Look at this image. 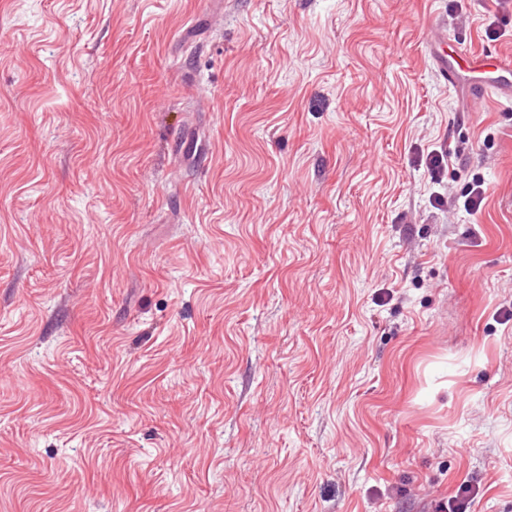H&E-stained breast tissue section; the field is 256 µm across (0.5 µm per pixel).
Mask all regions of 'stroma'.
Segmentation results:
<instances>
[{"label":"stroma","instance_id":"obj_1","mask_svg":"<svg viewBox=\"0 0 512 512\" xmlns=\"http://www.w3.org/2000/svg\"><path fill=\"white\" fill-rule=\"evenodd\" d=\"M433 18L512 53L494 0H0V512H512V100ZM427 44L431 49V58L440 72L442 78L451 85L458 73L455 65L448 62V53L445 48L448 46L447 35L442 34L439 25H430L426 35ZM466 67L476 72H488L492 75L485 77H477L472 85V102L477 104L483 100L488 94H502L505 91L512 90V58L499 57L491 64H487L485 60L470 56L462 57ZM492 66L490 70H486V66Z\"/></svg>","mask_w":512,"mask_h":512}]
</instances>
